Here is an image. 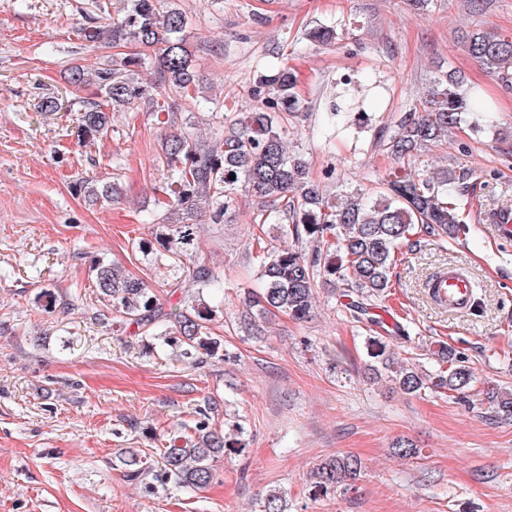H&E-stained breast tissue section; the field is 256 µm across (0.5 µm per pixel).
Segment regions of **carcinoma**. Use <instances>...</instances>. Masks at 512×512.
<instances>
[{
	"instance_id": "1",
	"label": "carcinoma",
	"mask_w": 512,
	"mask_h": 512,
	"mask_svg": "<svg viewBox=\"0 0 512 512\" xmlns=\"http://www.w3.org/2000/svg\"><path fill=\"white\" fill-rule=\"evenodd\" d=\"M185 26V16L175 0L163 5L160 0H127L118 22L88 32V38L154 51L155 86H167L187 96L196 83V71L183 36ZM335 35L336 29L328 25L308 33L311 41L321 45L332 42ZM462 43L489 76L502 82L512 77V37L477 29L463 35ZM141 64V54L131 53L94 71L81 65L70 68L72 86L95 87V98L84 101L81 108V136L94 139L108 133L109 112L147 98L146 86L135 78ZM296 88V76L286 66L259 81L252 89L258 106L229 119L220 148L209 146L200 134L189 130L163 138L160 161L171 172L172 205L153 224L151 239L139 242L138 249L169 259L165 269L171 280L167 286L185 297L181 307L166 310L144 279L98 258L91 262L90 271L98 295L112 306L113 318L136 326L143 335L166 325L160 335L182 345L180 356L194 363L202 354L210 358L218 355L220 340L205 332L216 310L185 293L187 289L202 291L221 281L218 272L194 260L196 227L189 216L204 210L212 223L221 224L241 190L255 201L254 221L259 225L269 220L268 204L280 202V220L292 224L296 240L291 246L286 242L263 246L260 238H255L262 288L244 302L243 320L249 322L271 310L296 321L306 319L315 304L314 290L322 284L344 299L342 306L354 313L356 321L378 325L380 321L370 317V310L386 297L390 269L400 245L420 232L441 240L458 235L461 219L457 197L464 191L467 173L445 167L422 177L403 163L423 148L447 141L448 133L481 105L478 96L467 94L459 75L450 72L436 78L413 113L382 127L378 134L380 151L396 166L375 195L356 190L336 204L326 200L311 180L307 162L288 150V118L300 108ZM336 98L338 102L328 109V126L344 131L350 125L336 120L340 113L356 109L363 115L379 103L373 93L357 98L348 87ZM156 103L149 99V104ZM231 175L235 179H229ZM79 188L95 203L112 200L114 191L110 184L101 186L88 180ZM307 243L316 244L310 256L301 248ZM367 349L372 370L386 373L409 395L429 389L463 396L472 381L467 356L449 345L441 344L431 352L439 365L434 372L399 358L381 336L368 337ZM485 400L495 412L512 419L511 389L493 388L486 392ZM232 432L231 436H221L200 421L192 433L167 438L160 449V472L135 453L120 463L126 477L133 480L151 476L163 487L173 482L181 488L203 489L214 479L217 459L245 448V426L237 422ZM361 469L362 463L353 456L328 459L314 471L313 489L320 495L334 494L346 488ZM285 507L282 492L272 490L265 496L261 512H286Z\"/></svg>"
}]
</instances>
